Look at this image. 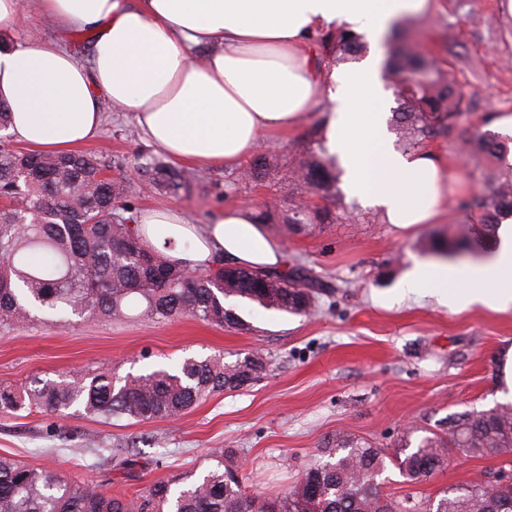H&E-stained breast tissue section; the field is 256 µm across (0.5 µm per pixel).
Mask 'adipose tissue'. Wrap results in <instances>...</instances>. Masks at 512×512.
<instances>
[{"instance_id":"adipose-tissue-1","label":"adipose tissue","mask_w":512,"mask_h":512,"mask_svg":"<svg viewBox=\"0 0 512 512\" xmlns=\"http://www.w3.org/2000/svg\"><path fill=\"white\" fill-rule=\"evenodd\" d=\"M436 0H0V27L34 8L56 28L98 38L89 60L56 43L0 46V100L14 138L33 151L70 152L100 132L103 100L132 112L172 158L240 166L262 138L287 133L321 104L325 148L340 157L350 195L410 232L438 223L458 165L429 150L396 151L382 110L381 39ZM363 34L367 56L342 70L318 67L314 32ZM143 244L198 268L214 257L248 269L283 265L279 242L253 208L225 204L206 224L174 206L137 215ZM406 293L459 313L512 309V224L500 225L489 256L464 264L414 261Z\"/></svg>"}]
</instances>
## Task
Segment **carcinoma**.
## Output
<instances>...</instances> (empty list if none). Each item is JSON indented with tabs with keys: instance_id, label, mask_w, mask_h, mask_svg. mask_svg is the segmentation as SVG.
Returning a JSON list of instances; mask_svg holds the SVG:
<instances>
[{
	"instance_id": "1",
	"label": "carcinoma",
	"mask_w": 512,
	"mask_h": 512,
	"mask_svg": "<svg viewBox=\"0 0 512 512\" xmlns=\"http://www.w3.org/2000/svg\"><path fill=\"white\" fill-rule=\"evenodd\" d=\"M385 42L384 74L397 101L389 122L396 142L415 151L429 140L450 137L465 115L452 70L419 49L398 22ZM316 43L335 66L359 59L367 49L363 36L341 28L320 34ZM511 153L512 142L490 130L477 131L463 148L466 159L487 165L486 189L465 201L486 238L495 235L502 219L512 218ZM275 160L274 154H258L240 180L263 181ZM108 168L92 153H30L0 143V197L6 200L0 208V251L9 257L0 266V327L26 325L40 314L109 322L138 309L158 322L186 316L245 331L250 325L228 305L231 299L294 315L314 310L328 284L301 265L259 274L219 258L203 271L145 247L123 177L108 175ZM135 169L156 191L173 197L190 192L198 181L157 156L135 162ZM292 173L316 198L342 204L343 170L323 147L320 128ZM337 219L327 205H296L281 223L295 228ZM472 249L467 240L449 243L442 237L432 247L452 256ZM264 371L262 357L248 354L232 364L220 355L188 358L173 368L123 377L108 368L84 370L78 379L34 377L21 386L0 384V413L73 410L104 420L175 418L212 394L251 385ZM450 448L511 454L512 403L457 413L445 435L425 436L414 445L408 434L392 454L360 438L327 437L320 459L280 498L247 493L237 471L224 464L225 448L211 452L213 464L206 471L176 474L132 496L108 494L48 465L31 467L0 455V512H512V484L461 483L424 501L393 499L381 490L378 478L386 462L406 481L419 483L442 467Z\"/></svg>"
}]
</instances>
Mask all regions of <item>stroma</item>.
Returning <instances> with one entry per match:
<instances>
[{
	"label": "stroma",
	"mask_w": 512,
	"mask_h": 512,
	"mask_svg": "<svg viewBox=\"0 0 512 512\" xmlns=\"http://www.w3.org/2000/svg\"><path fill=\"white\" fill-rule=\"evenodd\" d=\"M502 0H437L435 12L407 20L415 42L451 64L465 92L468 119L452 138L428 142L429 150L457 160L466 185L481 189L479 165L460 147L476 130H492L499 113H512V15ZM0 37L20 45L59 42L88 58L95 35L59 34L35 12L23 13ZM105 120L84 150L104 156L110 175L126 174L138 209L182 208L197 224L233 200L255 210L277 202L280 212L314 204L304 185L276 173L262 185L241 183L238 170L203 169L189 193L159 195L133 171L134 157L158 149L139 130L131 112L104 103ZM351 218L310 224L290 232L270 225L288 263H301L332 284L312 316L244 304L247 332L212 326L190 317L166 323L137 316L119 322L39 319L0 328V383L20 385L32 377L61 378L78 370L115 369L117 376L184 358L223 355L231 363L249 353L267 360L265 375L251 386L208 396L182 416L139 422L81 414L0 413V455L50 465L72 480L115 493H135L187 470L205 471L210 453L231 449L248 492L284 491L319 457L325 438L338 432L392 451L404 435L445 434L454 414L495 407L504 353L512 346V312L474 308L451 313L427 301L398 300L397 289L413 258L428 254L437 233L479 239L481 229L452 196L442 222L400 233L382 215L352 197ZM134 445L133 465L109 463L102 448ZM512 477L494 455L449 452L445 468L410 484L395 467L381 476L385 493L397 498L436 496L452 485L489 483L495 473Z\"/></svg>",
	"instance_id": "obj_1"
}]
</instances>
